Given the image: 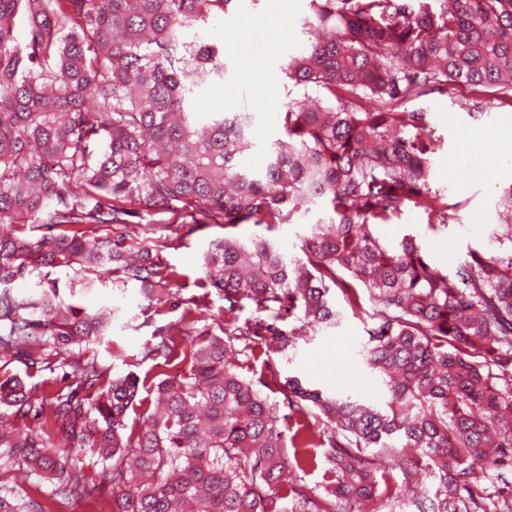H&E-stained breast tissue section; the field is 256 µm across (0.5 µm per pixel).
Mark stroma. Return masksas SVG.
<instances>
[{
  "label": "stroma",
  "mask_w": 512,
  "mask_h": 512,
  "mask_svg": "<svg viewBox=\"0 0 512 512\" xmlns=\"http://www.w3.org/2000/svg\"><path fill=\"white\" fill-rule=\"evenodd\" d=\"M309 16L308 0H256L245 10H232L214 19L199 31L200 36L224 50L226 73L223 80L208 84L196 100L201 114L211 112H248L253 114L255 146L246 157L251 169H260L266 160L265 149L280 138L275 115L287 100L288 80L282 70L289 55L306 44L304 23ZM409 109L426 113L430 130L439 138L441 148L432 160V188L454 204L455 220L448 227L432 230L425 213L405 208L392 222L379 225L381 238L393 239L407 232L418 234L436 264L453 268L462 261L468 248L489 246L498 222L497 202L503 190L512 186V164L503 163L485 179L460 174L459 165L470 157L485 158L498 149L497 134L512 129V109L491 103H479L469 87L457 85L445 92H434L415 99ZM319 211H312L298 223L284 224L273 232L252 224L239 225L236 234L244 241L269 236L288 255L299 254L302 237L316 223ZM138 235L151 240L165 239L163 262L175 272L171 285L180 305L148 304L135 286L120 288L107 282L91 291L70 283L61 270L52 271L67 302L88 309L117 308L112 331L92 350L100 364L112 373L136 374L140 394L149 397L160 372L155 360L145 351L153 343L156 327L168 325L181 329L185 316L183 304L204 297L205 306L193 312L192 335L220 333L224 327V300L217 293H204L200 286L202 256L209 242L223 237L220 224H194L191 219L177 223L161 221L152 212L142 211ZM364 325L350 311H343L337 325L300 339L294 349L257 356L240 355L235 363L249 378L267 381V395L282 401L280 380L289 375L307 384L327 390L359 380L360 396L380 401L384 389L362 363L359 355Z\"/></svg>",
  "instance_id": "obj_1"
}]
</instances>
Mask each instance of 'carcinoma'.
I'll use <instances>...</instances> for the list:
<instances>
[{
  "mask_svg": "<svg viewBox=\"0 0 512 512\" xmlns=\"http://www.w3.org/2000/svg\"><path fill=\"white\" fill-rule=\"evenodd\" d=\"M239 3L0 0V512H348L355 498L377 512L401 485L376 459L396 453L404 479H437L420 512H512V187L491 248L451 273L416 236L375 234L410 205L433 230L454 219L431 186L439 142L427 113L406 104L466 85L512 107V0H309L310 38L285 69L297 92L327 102L289 99L259 170L244 164L249 114L203 120L191 107L224 78V55L186 31ZM132 203L225 229L201 278L224 295V335L179 343L156 328L148 353L183 368L161 372L147 404L137 376L86 354L114 309H75L55 279L12 289L51 268L85 290L114 277L149 303L169 300L163 245L132 233ZM315 205L327 218L300 257L233 233L271 232ZM85 224L105 234L88 244ZM338 295L365 324L359 354L385 399L288 376L282 415L233 359L336 325ZM46 370L34 401L27 377ZM317 468L333 486L325 496L298 483ZM16 469L51 494L16 490Z\"/></svg>",
  "mask_w": 512,
  "mask_h": 512,
  "instance_id": "cac0c4a2",
  "label": "carcinoma"
}]
</instances>
